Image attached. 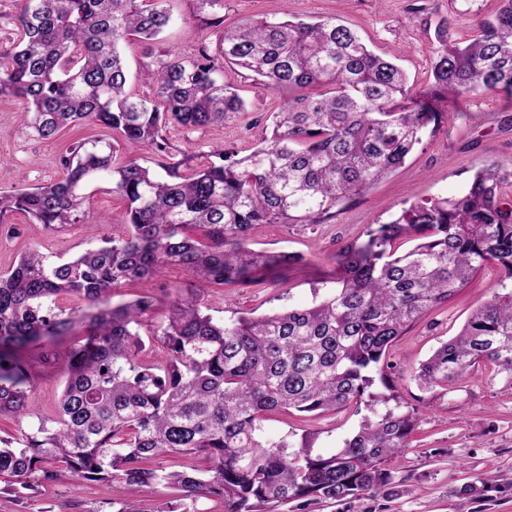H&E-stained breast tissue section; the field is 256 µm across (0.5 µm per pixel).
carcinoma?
Returning a JSON list of instances; mask_svg holds the SVG:
<instances>
[{"label": "carcinoma", "instance_id": "1", "mask_svg": "<svg viewBox=\"0 0 512 512\" xmlns=\"http://www.w3.org/2000/svg\"><path fill=\"white\" fill-rule=\"evenodd\" d=\"M16 38L0 43V99L16 101L25 127L44 140L72 123L115 133L124 153L95 139L68 146L53 183L0 191V222L14 213L45 230L85 220L87 190L126 203L127 236L90 227L95 245L52 262L33 250L0 273V414L28 415L27 392L42 365L65 366L55 425L0 437V481L22 494L66 475L74 484L117 482L123 512H140L141 488L177 491L168 512L218 496L224 512H303L322 500L379 496L395 486L391 463L410 447L417 409L366 418L330 455L312 434L291 443L261 439L270 414L321 415L368 408L397 396L390 362L397 338L445 303L488 263L501 279L461 332L415 372L423 391H446L476 365L512 390V166L487 161L452 198L414 203L338 256L336 287L303 309L215 322L197 290L172 299L157 335L164 357L145 359L140 335L155 300L114 302L128 282L170 265L197 282L247 285L303 257L250 247L260 224H326L336 208L400 167L455 96L512 98V0L476 23L464 46L441 21L431 85L422 93L394 61L376 54L339 19H253L224 29L215 47L183 56L155 49L170 21L168 0H14ZM147 45L143 71L155 98L129 88L123 44ZM273 90L322 87L289 98L269 116L246 156L222 145L208 160L177 159L164 132L222 125L245 110L224 83V65ZM149 149L161 176L142 164ZM409 248H404L407 243ZM85 308H59L61 295ZM49 343L41 359L22 358ZM8 366H3V362ZM181 454L201 465L148 468Z\"/></svg>", "mask_w": 512, "mask_h": 512}]
</instances>
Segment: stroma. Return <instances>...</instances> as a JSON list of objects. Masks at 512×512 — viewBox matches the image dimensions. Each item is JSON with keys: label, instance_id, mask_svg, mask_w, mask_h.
I'll list each match as a JSON object with an SVG mask.
<instances>
[{"label": "stroma", "instance_id": "1", "mask_svg": "<svg viewBox=\"0 0 512 512\" xmlns=\"http://www.w3.org/2000/svg\"><path fill=\"white\" fill-rule=\"evenodd\" d=\"M497 7V0H224V22L273 17L284 9L304 21L339 17L375 53L398 56L411 83L422 89L429 84L432 39L439 21L447 20L449 39L462 43L473 35L476 19ZM170 8L171 21L159 36L162 46L191 54L200 45L215 44L220 29L209 12L200 10L198 0H170ZM224 79L240 87L244 112L222 126L193 132L172 126L166 132L172 147L191 154L198 165L217 143L239 155L249 154L265 132L267 117L285 100L282 93L244 79L241 70L225 68ZM439 109L443 114L439 126L404 164L348 201L328 223L257 226L253 249L297 252L304 255L305 265L274 272L244 287L204 286L202 303L207 313L221 321L237 312L269 315L309 307L332 291L337 255L348 243L363 238L367 225L389 222L414 202L457 196L487 157L512 163V99L490 93L451 95L440 102ZM97 133L96 127L80 126L44 141L25 128L14 102L0 101V190L22 182L35 186L58 180V157L66 146ZM85 209L106 233H123L125 203L118 196L93 193ZM8 221L18 231H0V272L11 269L31 249L59 262L91 245L80 223L46 231L19 213ZM499 279L495 266H485L467 288L411 326L392 350L396 392L421 416L410 448L393 464L396 493L344 503L320 502L311 505L310 512H512V392L482 365L441 395L421 391L412 379L419 364L441 342L455 336L471 312L488 299ZM191 282L185 271L168 269L119 288L121 300L150 295L161 301L140 329L150 357L162 354L156 332L165 319L164 301L185 292ZM64 381L60 370L35 381L28 392L34 418L0 416V436H16L34 421L53 419ZM362 418L351 408L314 419L296 412L273 415L264 421L262 436L273 442L285 437L296 441L310 432L315 436V452L328 455L357 431ZM479 482L491 484V491L482 496L464 493L465 485ZM124 501L114 484L75 486L64 479L23 496L0 487V512H122Z\"/></svg>", "mask_w": 512, "mask_h": 512}]
</instances>
